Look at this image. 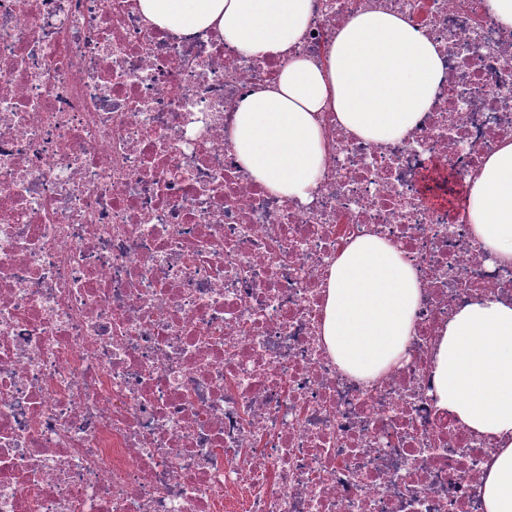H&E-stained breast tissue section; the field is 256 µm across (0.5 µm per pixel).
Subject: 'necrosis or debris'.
<instances>
[{"instance_id":"1","label":"necrosis or debris","mask_w":512,"mask_h":512,"mask_svg":"<svg viewBox=\"0 0 512 512\" xmlns=\"http://www.w3.org/2000/svg\"><path fill=\"white\" fill-rule=\"evenodd\" d=\"M380 0L438 44L408 138L319 115L308 201L245 175L239 103L279 73L136 0H0V512H484L490 444L437 405L432 358L477 296L512 299L459 211L422 196L512 140V31L486 0ZM370 0H311L325 57ZM417 271L405 357L374 380L322 337L366 232Z\"/></svg>"}]
</instances>
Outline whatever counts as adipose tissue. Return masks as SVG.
Returning <instances> with one entry per match:
<instances>
[{
  "label": "adipose tissue",
  "instance_id": "obj_1",
  "mask_svg": "<svg viewBox=\"0 0 512 512\" xmlns=\"http://www.w3.org/2000/svg\"><path fill=\"white\" fill-rule=\"evenodd\" d=\"M170 34L215 33L254 56L286 64L242 101L232 132L245 171L280 195L306 199L325 158L319 113L333 111L376 143L412 132L443 72L437 44L398 12L373 5L340 28L324 60L292 55L310 0H137ZM475 234L512 263V141H503L463 183L458 200ZM421 296L415 269L374 234L333 262L323 339L346 373L372 379L398 366ZM437 404L493 448L481 487L485 512H512V299L480 296L443 327L433 355Z\"/></svg>",
  "mask_w": 512,
  "mask_h": 512
}]
</instances>
